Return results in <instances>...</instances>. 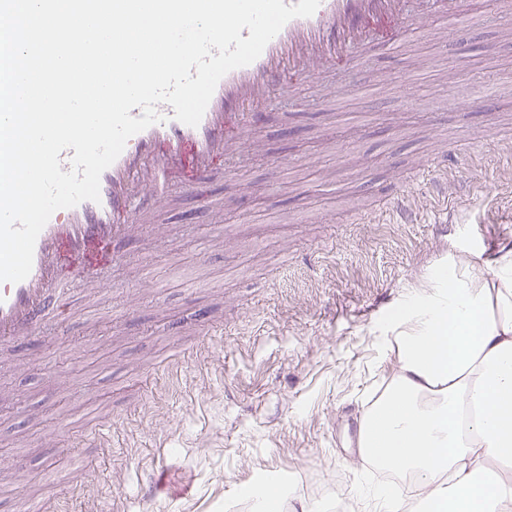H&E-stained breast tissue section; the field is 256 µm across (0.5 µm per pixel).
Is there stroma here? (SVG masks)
<instances>
[{"mask_svg": "<svg viewBox=\"0 0 512 512\" xmlns=\"http://www.w3.org/2000/svg\"><path fill=\"white\" fill-rule=\"evenodd\" d=\"M462 10L468 27L425 16L395 52L377 26L362 67L330 71L333 96L274 92L251 151L202 181L223 243L197 199L160 207L163 243L132 239L106 273L107 314L75 283L68 340L50 323L0 344V512H248L237 493L262 471L372 512L357 432L395 369L392 315L436 293L438 269L512 258V0ZM449 149L443 206L409 176ZM398 190L406 222L385 212ZM106 416L118 438L96 473L86 442Z\"/></svg>", "mask_w": 512, "mask_h": 512, "instance_id": "obj_1", "label": "stroma"}]
</instances>
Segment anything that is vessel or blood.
I'll return each instance as SVG.
<instances>
[{"label":"vessel or blood","instance_id":"1","mask_svg":"<svg viewBox=\"0 0 512 512\" xmlns=\"http://www.w3.org/2000/svg\"><path fill=\"white\" fill-rule=\"evenodd\" d=\"M417 1L426 12L461 16L460 0H321L312 16L287 22L253 63L218 82L197 126L176 120L170 105L159 104L162 122L130 137L102 173L99 201L56 210L37 238L29 276L0 282V343L33 341L52 313L53 297L64 294L71 279L104 291V277L91 264L95 249L136 236L156 207L171 204L165 180L182 155H190L198 169L212 170L216 159L247 143L273 92L287 91V76L306 78L315 65L338 60L359 62L370 41L367 20L380 17L407 28Z\"/></svg>","mask_w":512,"mask_h":512}]
</instances>
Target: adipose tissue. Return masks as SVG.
<instances>
[{
	"mask_svg": "<svg viewBox=\"0 0 512 512\" xmlns=\"http://www.w3.org/2000/svg\"><path fill=\"white\" fill-rule=\"evenodd\" d=\"M440 290L392 323L397 371L362 418L359 445L414 474L415 512H512V261L438 271ZM284 475H258L252 512H320Z\"/></svg>",
	"mask_w": 512,
	"mask_h": 512,
	"instance_id": "obj_1",
	"label": "adipose tissue"
}]
</instances>
